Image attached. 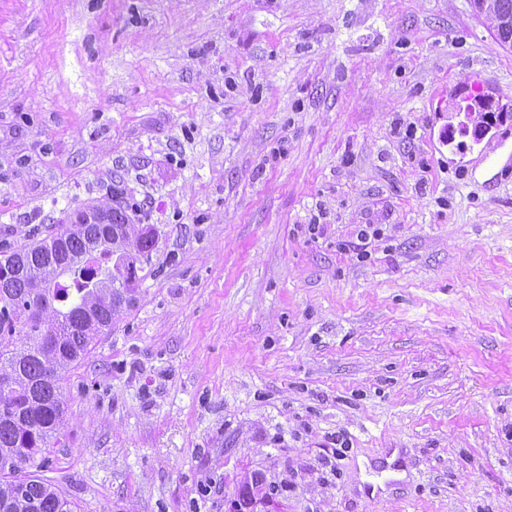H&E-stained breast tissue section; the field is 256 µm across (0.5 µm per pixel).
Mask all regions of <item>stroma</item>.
Masks as SVG:
<instances>
[{
    "label": "stroma",
    "instance_id": "35a3bbf8",
    "mask_svg": "<svg viewBox=\"0 0 512 512\" xmlns=\"http://www.w3.org/2000/svg\"><path fill=\"white\" fill-rule=\"evenodd\" d=\"M472 71L508 119L440 146ZM116 185L155 247L62 380L73 512H512V47L470 0H0V250Z\"/></svg>",
    "mask_w": 512,
    "mask_h": 512
}]
</instances>
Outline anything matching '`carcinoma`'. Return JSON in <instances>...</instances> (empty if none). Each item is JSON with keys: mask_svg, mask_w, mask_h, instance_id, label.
<instances>
[{"mask_svg": "<svg viewBox=\"0 0 512 512\" xmlns=\"http://www.w3.org/2000/svg\"><path fill=\"white\" fill-rule=\"evenodd\" d=\"M127 210L118 199L105 209L104 224H59L47 237L0 255V512H73L40 477L37 458L64 437L62 376L131 303L136 256L149 258L155 246L148 234L131 238ZM111 259L113 267L104 266ZM64 275L67 284L58 281ZM38 301L36 314L27 315Z\"/></svg>", "mask_w": 512, "mask_h": 512, "instance_id": "cac0c4a2", "label": "carcinoma"}]
</instances>
